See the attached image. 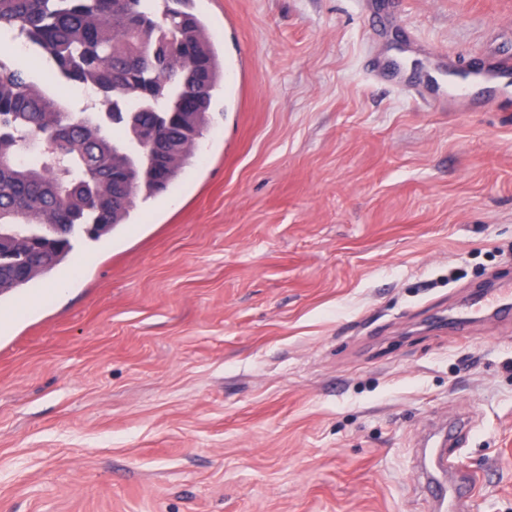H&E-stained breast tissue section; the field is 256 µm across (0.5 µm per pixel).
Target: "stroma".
<instances>
[{
    "mask_svg": "<svg viewBox=\"0 0 512 512\" xmlns=\"http://www.w3.org/2000/svg\"><path fill=\"white\" fill-rule=\"evenodd\" d=\"M224 109L132 224L0 298V512H432V429L512 512V0H197ZM64 293H53L56 282ZM470 76L471 82L495 86L507 83L512 78V72L510 63H494L473 72ZM512 314V283L499 282L494 288H488L467 303L454 308L447 316L439 319L443 327L447 325L458 332L470 321L488 315Z\"/></svg>",
    "mask_w": 512,
    "mask_h": 512,
    "instance_id": "obj_1",
    "label": "stroma"
}]
</instances>
